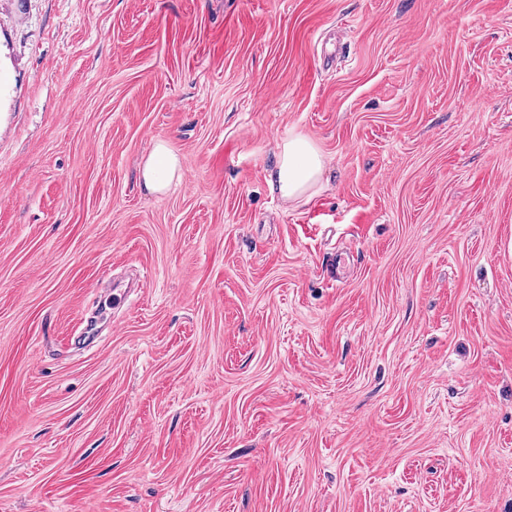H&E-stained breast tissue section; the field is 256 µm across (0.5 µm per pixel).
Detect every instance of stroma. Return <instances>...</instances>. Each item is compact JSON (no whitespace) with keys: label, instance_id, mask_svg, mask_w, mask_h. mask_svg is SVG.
<instances>
[{"label":"stroma","instance_id":"1","mask_svg":"<svg viewBox=\"0 0 512 512\" xmlns=\"http://www.w3.org/2000/svg\"><path fill=\"white\" fill-rule=\"evenodd\" d=\"M91 507L512 512V0H0V512ZM324 157L315 144L303 135H294L278 147L277 166L269 185L281 199L297 202L309 198L323 185ZM181 178L178 155L165 141H157L140 166V179L151 193H164Z\"/></svg>","mask_w":512,"mask_h":512}]
</instances>
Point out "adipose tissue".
Segmentation results:
<instances>
[{
	"mask_svg": "<svg viewBox=\"0 0 512 512\" xmlns=\"http://www.w3.org/2000/svg\"><path fill=\"white\" fill-rule=\"evenodd\" d=\"M324 157L315 144L303 135H294L278 147L277 166L269 177L271 188L281 199L297 202L311 197L323 185ZM178 155L164 141H157L140 166L143 186L152 193L166 192L180 179Z\"/></svg>",
	"mask_w": 512,
	"mask_h": 512,
	"instance_id": "adipose-tissue-1",
	"label": "adipose tissue"
}]
</instances>
